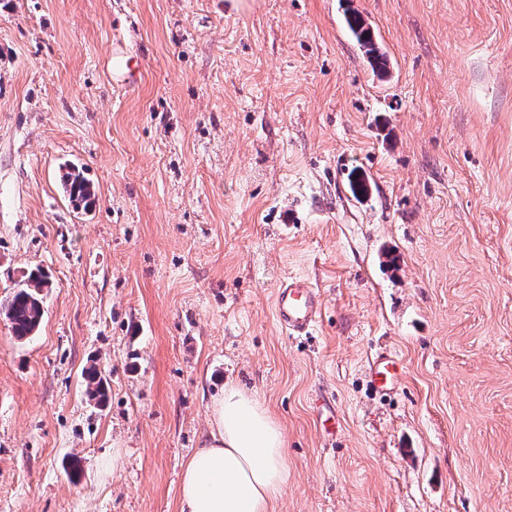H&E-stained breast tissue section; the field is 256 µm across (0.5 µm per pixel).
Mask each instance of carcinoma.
<instances>
[{
    "mask_svg": "<svg viewBox=\"0 0 512 512\" xmlns=\"http://www.w3.org/2000/svg\"><path fill=\"white\" fill-rule=\"evenodd\" d=\"M345 22L377 75L388 76L387 58L369 24L356 12L346 15ZM63 184L70 201L76 208L88 209L94 204L93 187L78 167L69 168L64 175ZM49 287L51 282L48 275L40 268L32 269L24 275V279L16 285L14 291L0 303V316L8 322L10 332L16 340L26 341L37 332L44 316V290ZM83 379L89 400L98 406L105 405L109 398V384L101 368L96 364L85 368Z\"/></svg>",
    "mask_w": 512,
    "mask_h": 512,
    "instance_id": "1",
    "label": "carcinoma"
}]
</instances>
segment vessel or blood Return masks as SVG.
Returning a JSON list of instances; mask_svg holds the SVG:
<instances>
[{
    "label": "vessel or blood",
    "mask_w": 512,
    "mask_h": 512,
    "mask_svg": "<svg viewBox=\"0 0 512 512\" xmlns=\"http://www.w3.org/2000/svg\"><path fill=\"white\" fill-rule=\"evenodd\" d=\"M322 307L321 289L302 276L281 282L273 294L275 320L291 337L310 335L321 319ZM366 374L376 393L389 395L396 392L401 383V363L393 353L384 349L369 359Z\"/></svg>",
    "instance_id": "obj_1"
}]
</instances>
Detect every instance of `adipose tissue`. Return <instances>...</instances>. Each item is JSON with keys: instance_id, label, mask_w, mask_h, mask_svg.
<instances>
[{"instance_id": "1", "label": "adipose tissue", "mask_w": 512, "mask_h": 512, "mask_svg": "<svg viewBox=\"0 0 512 512\" xmlns=\"http://www.w3.org/2000/svg\"><path fill=\"white\" fill-rule=\"evenodd\" d=\"M287 455L278 420L227 384L211 403L209 439L183 467L178 512H273L288 483Z\"/></svg>"}]
</instances>
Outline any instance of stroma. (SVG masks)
I'll use <instances>...</instances> for the list:
<instances>
[{
  "instance_id": "stroma-1",
  "label": "stroma",
  "mask_w": 512,
  "mask_h": 512,
  "mask_svg": "<svg viewBox=\"0 0 512 512\" xmlns=\"http://www.w3.org/2000/svg\"><path fill=\"white\" fill-rule=\"evenodd\" d=\"M37 266L36 336L0 318V512H178L230 382L285 428L274 512H512V0H0V300ZM345 22L360 50L376 70L377 75L380 77L388 76L387 58L377 42L373 31H371L369 24L356 12L347 14ZM63 184L66 193L73 205L79 209H89L95 202V193L92 185L84 177L82 171L72 166L65 173ZM322 307L321 288L303 276L281 282L273 294L275 320L291 337L309 336L321 319ZM366 374L375 393L390 395L400 386L401 363L393 353L383 349L368 360ZM83 379L89 400L97 406L105 405L109 398V384L101 368L96 364L85 368Z\"/></svg>"
}]
</instances>
